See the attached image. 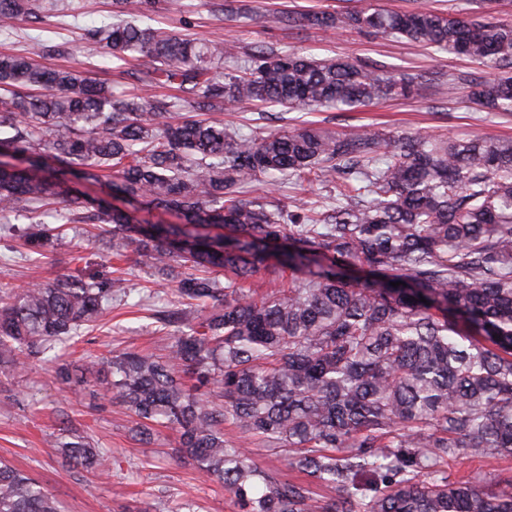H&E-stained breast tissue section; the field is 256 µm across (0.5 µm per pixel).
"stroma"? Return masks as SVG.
Segmentation results:
<instances>
[{"label": "stroma", "mask_w": 512, "mask_h": 512, "mask_svg": "<svg viewBox=\"0 0 512 512\" xmlns=\"http://www.w3.org/2000/svg\"><path fill=\"white\" fill-rule=\"evenodd\" d=\"M183 12L172 14L163 0L152 7L153 26H162L200 40H235L245 46L288 47L320 56L348 55L370 59L398 73L433 71L441 74L479 71L477 63L448 53H435L395 38L360 32L309 28L284 29L272 13L329 10L344 12L366 0H183ZM383 8L407 11L419 5L468 16L493 14L512 20V0H377ZM44 6H67L66 17H47L44 24L20 21L14 35L0 36V52H25L32 39L53 38L73 46V53L48 56V67H93L96 78L113 91L127 85L111 63L94 54L84 39L86 30L111 22V0H43ZM303 123L333 131L361 125L383 131L405 130L445 134L452 139L512 137V115L492 116L471 102L467 88L449 94L446 84L423 83L408 99L383 100L354 112L294 110L283 118L262 120V127L289 130ZM26 220L0 223V288H20L54 280L59 274L96 263L100 254L88 225H68L53 256L31 258L21 238ZM127 280L125 296L114 298L112 311L87 329L74 345L57 349L60 362L72 369L92 357H105L128 344L156 355L169 354L170 332L158 312L168 310L170 282L154 277L144 258L135 253L113 261ZM133 422L116 401L101 397L93 383L78 395L58 384L42 362H34L22 386H14L6 366H0V460L9 462L45 485L61 512H176L185 503H199L207 512H239L233 496L221 484L203 479L188 461L178 459L177 435L160 429L150 442L134 438ZM88 436L116 456V464L101 474L72 467L46 448L49 438Z\"/></svg>", "instance_id": "obj_1"}]
</instances>
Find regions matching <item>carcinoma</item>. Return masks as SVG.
Wrapping results in <instances>:
<instances>
[{"mask_svg":"<svg viewBox=\"0 0 512 512\" xmlns=\"http://www.w3.org/2000/svg\"><path fill=\"white\" fill-rule=\"evenodd\" d=\"M152 0H112L116 21L88 35L127 78L175 97L114 93L87 72L54 69L32 42L0 54V221L23 217L26 243L54 248L90 224L107 255L136 247L192 306L162 359L129 346L89 360L98 392L121 403L135 436L179 433V457L230 490L242 512H512V470L453 481L463 457H512V138L363 128L232 133L204 113L350 110L408 97L415 80L348 56L318 59L142 25ZM44 22L39 0H0V35ZM290 28H348L469 58L493 71L448 75L479 110L512 114V22L378 5L280 11ZM144 58L146 70L127 68ZM179 224H141L71 192L100 182ZM336 184L303 213L254 186ZM44 208L58 226L37 219ZM286 289H271L283 270ZM402 282L398 287L393 282ZM126 282L81 269L0 295V359L25 371L103 320ZM425 301H420V298ZM224 403L215 405L206 393ZM286 456L305 480L260 469L224 425ZM86 470L112 455L50 442ZM335 489L317 499L312 485ZM0 512H60L43 484L0 460Z\"/></svg>","mask_w":512,"mask_h":512,"instance_id":"obj_1","label":"carcinoma"}]
</instances>
